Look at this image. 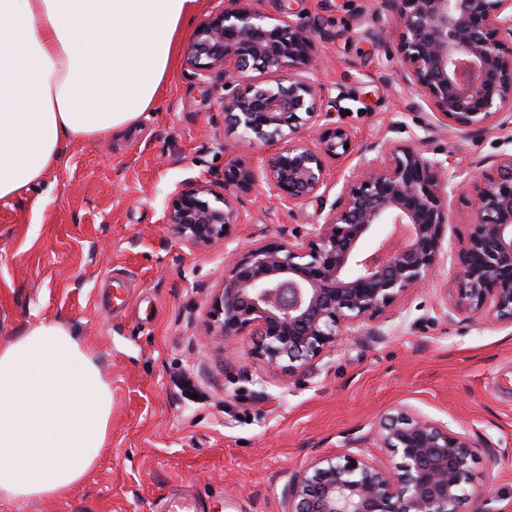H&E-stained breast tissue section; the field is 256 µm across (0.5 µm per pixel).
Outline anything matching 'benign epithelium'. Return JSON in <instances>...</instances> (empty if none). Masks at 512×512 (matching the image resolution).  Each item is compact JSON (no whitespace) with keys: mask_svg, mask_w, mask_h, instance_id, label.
I'll list each match as a JSON object with an SVG mask.
<instances>
[{"mask_svg":"<svg viewBox=\"0 0 512 512\" xmlns=\"http://www.w3.org/2000/svg\"><path fill=\"white\" fill-rule=\"evenodd\" d=\"M394 25L379 47L400 58L399 81L430 109L426 129L512 130V0H387ZM316 21L259 13L247 0H216L184 50L201 84L224 79V120L251 145L278 149L256 165L224 170V182L171 193L164 215L197 248L227 242L244 223L240 193L257 182L277 208L329 204L321 224L239 248L210 301L207 333L259 337L252 355L303 374L344 336L389 321L387 313L442 266L448 201L470 178L425 140L385 138L362 149L351 131L319 111L331 88L313 50ZM266 75L268 79L258 78ZM303 129L315 138H299ZM336 174H331V169ZM339 188L333 202L328 197ZM450 314L512 328V155L474 186ZM387 228L379 236L381 228ZM378 238L376 248L362 243ZM366 456H321L284 485L285 512H458L470 495L475 450L447 423L398 407L382 416Z\"/></svg>","mask_w":512,"mask_h":512,"instance_id":"benign-epithelium-1","label":"benign epithelium"}]
</instances>
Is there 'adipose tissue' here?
<instances>
[{
    "label": "adipose tissue",
    "mask_w": 512,
    "mask_h": 512,
    "mask_svg": "<svg viewBox=\"0 0 512 512\" xmlns=\"http://www.w3.org/2000/svg\"><path fill=\"white\" fill-rule=\"evenodd\" d=\"M201 0H0V201L153 110ZM112 445L92 346L46 319L0 346V501L63 499Z\"/></svg>",
    "instance_id": "obj_1"
}]
</instances>
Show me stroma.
Listing matches in <instances>:
<instances>
[{
	"mask_svg": "<svg viewBox=\"0 0 512 512\" xmlns=\"http://www.w3.org/2000/svg\"><path fill=\"white\" fill-rule=\"evenodd\" d=\"M322 31L314 50L341 102L323 111L359 146L430 137L449 166L491 177L512 139L442 129L425 133L428 108L400 84L398 58L377 46L391 23L384 0H299ZM224 82L199 85L177 60L157 107L123 133L72 145L65 166L24 196L0 202V346L40 319L77 331L112 378V446L63 500L0 512H165L172 494L204 499L206 512H285L282 489L316 458L364 455L388 462L376 430L403 406L448 423L472 442V493L460 512H512V329L449 316L461 248L473 221L469 194L448 203V260L382 327L360 332L306 373L255 359L254 337H236L240 370L224 365L226 341L208 335L210 299L232 259L223 245L180 242L163 220L175 187L222 180L243 158L259 160L224 121ZM247 221L230 239L274 241L322 223L320 201L274 208L245 197Z\"/></svg>",
	"mask_w": 512,
	"mask_h": 512,
	"instance_id": "stroma-1",
	"label": "stroma"
}]
</instances>
